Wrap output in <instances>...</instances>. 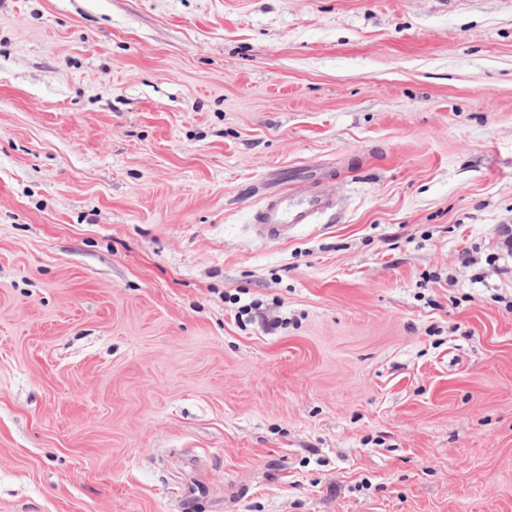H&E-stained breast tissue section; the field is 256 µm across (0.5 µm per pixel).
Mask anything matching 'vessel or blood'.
<instances>
[{"mask_svg":"<svg viewBox=\"0 0 512 512\" xmlns=\"http://www.w3.org/2000/svg\"><path fill=\"white\" fill-rule=\"evenodd\" d=\"M335 207L334 197L315 188L288 195L278 193L267 198L255 212L254 227L264 240L278 242L298 226L314 223L319 216L333 212Z\"/></svg>","mask_w":512,"mask_h":512,"instance_id":"1","label":"vessel or blood"}]
</instances>
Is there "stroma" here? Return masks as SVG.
Returning a JSON list of instances; mask_svg holds the SVG:
<instances>
[{
    "instance_id": "1",
    "label": "stroma",
    "mask_w": 512,
    "mask_h": 512,
    "mask_svg": "<svg viewBox=\"0 0 512 512\" xmlns=\"http://www.w3.org/2000/svg\"><path fill=\"white\" fill-rule=\"evenodd\" d=\"M505 224L512 0H0V512H512ZM336 201L331 195L318 190L306 189L284 195L267 197L264 205L254 213L253 224L266 241L279 242L302 224H312L326 213L333 212Z\"/></svg>"
}]
</instances>
